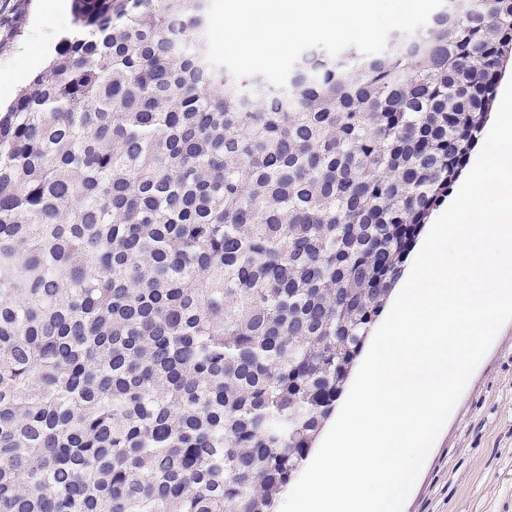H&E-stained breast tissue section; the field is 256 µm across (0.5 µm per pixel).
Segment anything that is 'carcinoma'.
Here are the masks:
<instances>
[{
	"label": "carcinoma",
	"instance_id": "obj_1",
	"mask_svg": "<svg viewBox=\"0 0 512 512\" xmlns=\"http://www.w3.org/2000/svg\"><path fill=\"white\" fill-rule=\"evenodd\" d=\"M208 0H75L0 112V512H277L512 59L453 0L291 90Z\"/></svg>",
	"mask_w": 512,
	"mask_h": 512
}]
</instances>
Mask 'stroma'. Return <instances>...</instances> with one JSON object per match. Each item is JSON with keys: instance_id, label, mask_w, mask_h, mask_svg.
I'll use <instances>...</instances> for the list:
<instances>
[{"instance_id": "stroma-1", "label": "stroma", "mask_w": 512, "mask_h": 512, "mask_svg": "<svg viewBox=\"0 0 512 512\" xmlns=\"http://www.w3.org/2000/svg\"><path fill=\"white\" fill-rule=\"evenodd\" d=\"M73 9V0H0V107L55 56ZM403 512H512V321L472 373Z\"/></svg>"}]
</instances>
